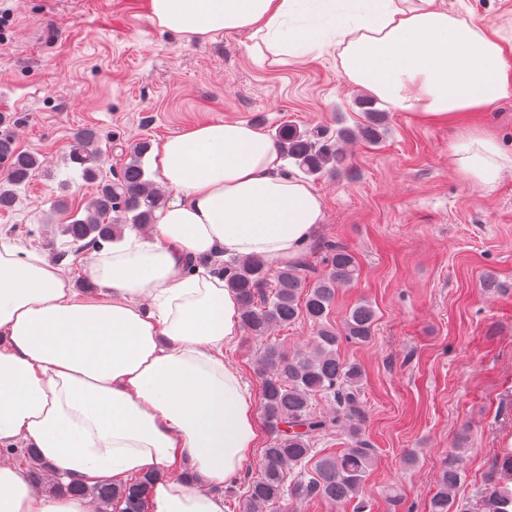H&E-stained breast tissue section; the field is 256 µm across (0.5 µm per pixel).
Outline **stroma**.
Instances as JSON below:
<instances>
[{"label": "stroma", "mask_w": 512, "mask_h": 512, "mask_svg": "<svg viewBox=\"0 0 512 512\" xmlns=\"http://www.w3.org/2000/svg\"><path fill=\"white\" fill-rule=\"evenodd\" d=\"M460 17L512 33V0H447ZM0 112L20 117L15 141L43 167L0 212V237L56 259L64 238L51 210L65 195L84 210L93 187L66 158L74 135L93 130L104 171L135 143L159 145L210 119L274 134L285 121L332 130L364 122L368 92L340 69L335 47L288 65L258 62L246 32L211 40L162 30L149 0H0ZM380 140L348 144L343 165L310 178L324 223L304 261L325 268L328 245L351 250L360 275L339 288L330 320L372 305L364 344L340 358L362 366L359 424L375 450L355 500H283L275 512H427L448 459L462 479L460 512H475L487 476L512 451V171L494 188L453 164L456 132L385 102ZM415 463H408V456ZM397 487L399 502L385 495Z\"/></svg>", "instance_id": "stroma-1"}]
</instances>
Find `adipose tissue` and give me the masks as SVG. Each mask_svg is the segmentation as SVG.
Here are the masks:
<instances>
[{"instance_id":"ef3b65f1","label":"adipose tissue","mask_w":512,"mask_h":512,"mask_svg":"<svg viewBox=\"0 0 512 512\" xmlns=\"http://www.w3.org/2000/svg\"><path fill=\"white\" fill-rule=\"evenodd\" d=\"M305 0H149L160 28L208 40L249 32L256 59L285 65L319 49L293 27ZM333 17L347 79L434 122L473 183L512 170V149L468 124L512 97V35L454 15L445 0H318ZM155 166L173 197L151 239L129 232L84 265L77 293L60 263L0 239V447L24 443L62 481L152 475L149 512H224L262 436L256 399L224 350L239 302L216 259L298 261L323 222L319 194L283 173L270 138L213 119L164 140ZM0 512H93L52 497L0 458Z\"/></svg>"}]
</instances>
